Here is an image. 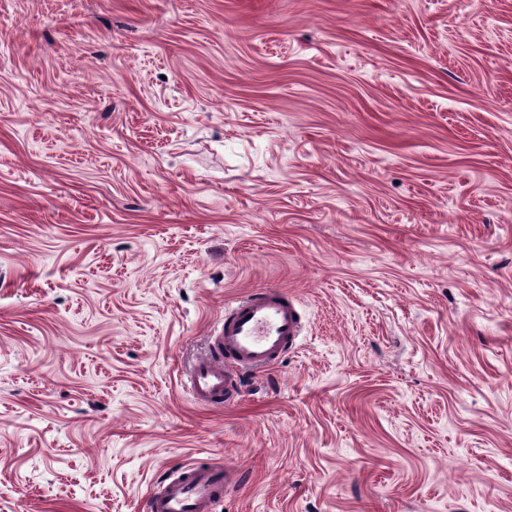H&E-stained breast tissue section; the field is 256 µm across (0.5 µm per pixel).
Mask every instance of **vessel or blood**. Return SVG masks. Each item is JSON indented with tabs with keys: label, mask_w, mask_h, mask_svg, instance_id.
Masks as SVG:
<instances>
[{
	"label": "vessel or blood",
	"mask_w": 512,
	"mask_h": 512,
	"mask_svg": "<svg viewBox=\"0 0 512 512\" xmlns=\"http://www.w3.org/2000/svg\"><path fill=\"white\" fill-rule=\"evenodd\" d=\"M301 315L294 299L278 288H263L234 300L210 336V353L197 360L188 377V391L202 407L220 408L237 392L233 370L247 372L274 366L297 346ZM236 474L188 464L164 479L147 497L148 512H214Z\"/></svg>",
	"instance_id": "1"
}]
</instances>
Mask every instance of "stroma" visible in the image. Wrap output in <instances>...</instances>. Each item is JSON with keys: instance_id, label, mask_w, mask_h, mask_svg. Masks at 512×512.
<instances>
[{"instance_id": "obj_1", "label": "stroma", "mask_w": 512, "mask_h": 512, "mask_svg": "<svg viewBox=\"0 0 512 512\" xmlns=\"http://www.w3.org/2000/svg\"><path fill=\"white\" fill-rule=\"evenodd\" d=\"M299 302L221 410L224 305ZM512 512V0H0V512ZM237 476L225 468L187 464L151 491L147 512H213Z\"/></svg>"}]
</instances>
